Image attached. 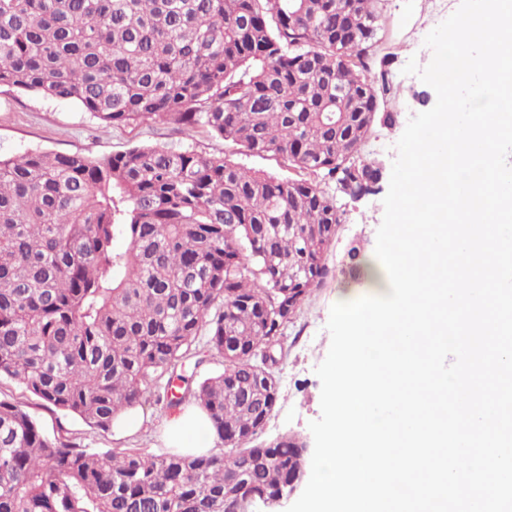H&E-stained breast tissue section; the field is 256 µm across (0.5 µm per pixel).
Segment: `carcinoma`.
<instances>
[{
    "label": "carcinoma",
    "instance_id": "cac0c4a2",
    "mask_svg": "<svg viewBox=\"0 0 512 512\" xmlns=\"http://www.w3.org/2000/svg\"><path fill=\"white\" fill-rule=\"evenodd\" d=\"M384 2L0 0V87L112 127H204L293 170L149 146L0 157V380L103 431L163 392L224 444L93 450L0 400V512H252L305 480L301 437L258 439L343 201L379 189ZM202 347L224 368L197 381Z\"/></svg>",
    "mask_w": 512,
    "mask_h": 512
}]
</instances>
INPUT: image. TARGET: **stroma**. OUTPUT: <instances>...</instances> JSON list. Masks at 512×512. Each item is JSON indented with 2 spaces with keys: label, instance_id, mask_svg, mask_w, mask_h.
I'll list each match as a JSON object with an SVG mask.
<instances>
[{
  "label": "stroma",
  "instance_id": "35a3bbf8",
  "mask_svg": "<svg viewBox=\"0 0 512 512\" xmlns=\"http://www.w3.org/2000/svg\"><path fill=\"white\" fill-rule=\"evenodd\" d=\"M461 0H386L385 26L396 48L394 81L399 88L393 101L395 123L380 128L366 148L368 158L383 168L377 192L348 203L345 221L329 255L331 274L316 289L293 332L288 356L278 374L279 400L268 420L263 437L275 439L285 434L311 438V421L321 415V381L315 369L327 356L331 337L326 328L330 308L342 301L367 296L365 269L375 263L376 233L383 220V200L388 192L392 165L398 156L396 143L410 117L422 112L415 94L425 85L415 75L404 74L409 60L426 66L432 59L425 46L426 35L460 6ZM135 146H154L172 150L190 149L209 155H222L224 141L206 130L191 131L177 125L144 119L126 127L101 124L76 102L54 101L33 92L0 89V156L9 158L31 150L53 153H90L107 156ZM0 399L18 401L48 435L62 434L91 449L135 447L150 453L164 449V429L178 410L162 404L147 403L143 409L144 428L131 438H115L112 431L89 426L80 418L64 417L43 406L35 396L21 392L13 383L0 384Z\"/></svg>",
  "mask_w": 512,
  "mask_h": 512
}]
</instances>
